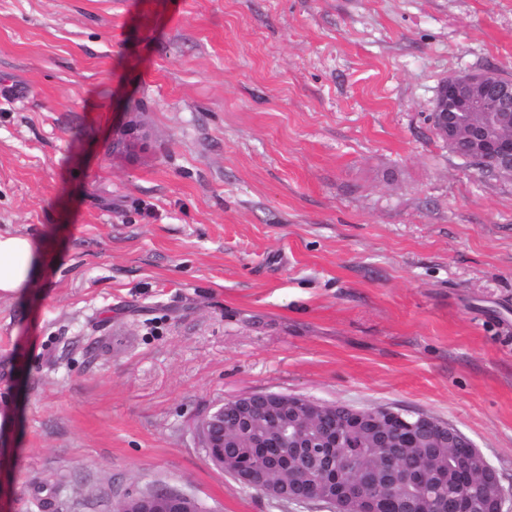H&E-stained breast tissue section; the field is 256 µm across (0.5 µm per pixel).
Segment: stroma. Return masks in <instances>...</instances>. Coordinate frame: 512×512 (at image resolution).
<instances>
[{"label": "stroma", "mask_w": 512, "mask_h": 512, "mask_svg": "<svg viewBox=\"0 0 512 512\" xmlns=\"http://www.w3.org/2000/svg\"><path fill=\"white\" fill-rule=\"evenodd\" d=\"M512 79V0H0V512H332L196 427L276 392L430 415L512 512V180L429 114ZM137 136L124 140L128 125ZM41 265L27 237L0 234V293L19 295L35 288ZM121 512H202L194 497L160 486L144 494L128 495L121 503Z\"/></svg>", "instance_id": "stroma-1"}]
</instances>
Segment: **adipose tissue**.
<instances>
[{
	"instance_id": "obj_1",
	"label": "adipose tissue",
	"mask_w": 512,
	"mask_h": 512,
	"mask_svg": "<svg viewBox=\"0 0 512 512\" xmlns=\"http://www.w3.org/2000/svg\"><path fill=\"white\" fill-rule=\"evenodd\" d=\"M41 265L34 243L26 237L0 234V293L18 295L36 286Z\"/></svg>"
}]
</instances>
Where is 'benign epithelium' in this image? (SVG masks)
<instances>
[{"instance_id": "7a95c632", "label": "benign epithelium", "mask_w": 512, "mask_h": 512, "mask_svg": "<svg viewBox=\"0 0 512 512\" xmlns=\"http://www.w3.org/2000/svg\"><path fill=\"white\" fill-rule=\"evenodd\" d=\"M435 135L449 148L464 145L477 166L496 176L512 178V80L492 69L460 70L440 85L430 113ZM325 415L336 419L335 428L310 433L307 423ZM281 419L273 429L265 420ZM259 436L274 434L285 452L274 458L261 457L263 471L304 473L305 483L280 482L265 488L276 498H317L339 503L341 512H375L378 502L395 495L392 460H386L385 479L348 480L340 467L339 449L349 430L368 426L378 448H391L400 433L399 424L427 433L443 448H469V438L437 419L418 414L407 420L389 409L358 410L340 404H321L309 398L280 393H253L227 399L197 425L210 461L243 485H251L254 473L241 470L224 450L227 423ZM463 491L449 499L431 491L417 501L399 499L397 512H503L504 492L495 468L481 454H470L460 462ZM120 512H202L194 497L160 486L144 494L127 496Z\"/></svg>"}]
</instances>
